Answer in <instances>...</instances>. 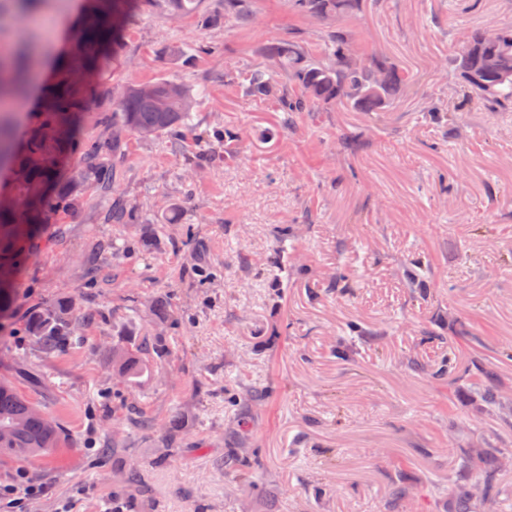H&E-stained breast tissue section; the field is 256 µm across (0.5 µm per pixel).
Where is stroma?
<instances>
[{"label": "stroma", "instance_id": "35a3bbf8", "mask_svg": "<svg viewBox=\"0 0 512 512\" xmlns=\"http://www.w3.org/2000/svg\"><path fill=\"white\" fill-rule=\"evenodd\" d=\"M85 6L47 0L36 27L0 0V46L46 41L39 97ZM509 24L512 0H365L346 26L359 52L407 71L394 105L284 112L244 77L266 67L263 44L313 50L326 25L288 0H251L244 20L224 0L181 15L142 0L118 65L88 79L98 98L81 123L140 221L107 223L81 188L18 276L0 336V378L61 433L42 462L0 455L1 485L23 472L43 489L22 512H109L131 471L134 512H458L456 453L484 448L502 465L470 512H512V118L474 104L452 66L472 27ZM173 43L183 59L167 55ZM159 78L200 91L191 126L113 145L114 92ZM218 129L215 156L185 171ZM62 301L81 316L79 340L48 354L23 315ZM147 336L169 352L126 387L112 350ZM344 339L355 355L339 356ZM481 369L489 405L471 395ZM231 382L263 401L241 411ZM241 416L259 460L246 489L222 464Z\"/></svg>", "mask_w": 512, "mask_h": 512}]
</instances>
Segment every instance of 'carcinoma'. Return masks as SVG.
<instances>
[{"label":"carcinoma","mask_w":512,"mask_h":512,"mask_svg":"<svg viewBox=\"0 0 512 512\" xmlns=\"http://www.w3.org/2000/svg\"><path fill=\"white\" fill-rule=\"evenodd\" d=\"M80 28L75 33L66 59L56 72L55 87L36 123L29 128L23 150L15 147L11 113L0 112V164L8 162L15 173L17 207L0 208V319L14 313V275L24 267L37 248L45 225L54 215L75 210L80 197L75 185L91 184L107 204L110 224H132L137 215L118 197H111L116 180L113 168L99 144L77 136V121L93 107L92 93L76 77V71L103 74L119 62L124 25L137 0H86ZM296 11L328 23V32L317 57L295 40L266 43L261 53L269 66L246 76L248 89L259 97L278 93L283 112H308L313 107L334 103L354 112H384L389 109L406 81L395 62L377 56L365 57L355 48L350 31L341 24L364 0H289ZM249 0H224V13L239 18L249 15ZM32 56L26 50L0 48V104L22 93L24 73ZM455 78L482 106L505 107L512 102V26L474 29L453 58ZM288 76V85L279 83ZM129 84L112 104V126L141 137L173 135L188 128L198 99L189 85L159 78L146 84ZM83 154V165L70 176L63 159ZM77 315L68 304L52 309L30 308L25 315L29 335L47 353L75 342ZM167 352L160 337H149L137 348H117L112 363L129 385H134L149 368V362ZM59 429L8 382H0V454L23 461H36L58 446ZM476 483L490 487L492 466L499 464L488 449ZM224 466L234 471L242 485L251 483L255 456L251 448H230Z\"/></svg>","instance_id":"cac0c4a2"}]
</instances>
